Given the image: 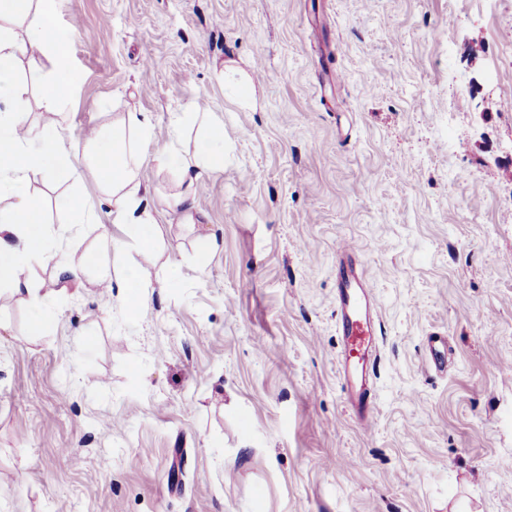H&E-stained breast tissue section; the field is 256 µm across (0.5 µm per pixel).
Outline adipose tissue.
Instances as JSON below:
<instances>
[{
    "label": "adipose tissue",
    "mask_w": 512,
    "mask_h": 512,
    "mask_svg": "<svg viewBox=\"0 0 512 512\" xmlns=\"http://www.w3.org/2000/svg\"><path fill=\"white\" fill-rule=\"evenodd\" d=\"M55 0H0V280L9 281L16 294L34 307L32 334H40L52 314L55 298L42 292L28 271L33 263H54L57 276L70 268L60 259L46 229L45 203L31 192L30 176L65 172L76 184L93 176L112 201V221L131 224L138 232L131 240L109 239L107 249L123 254L129 249H151L155 218L148 207L147 189L139 179L148 162L176 169L179 180L193 185L224 169V122L199 105L176 116L172 137L153 147L152 126L141 112L128 113L111 131L87 138L90 161L75 164L79 145L66 142L58 116L76 88L68 49V35L55 20ZM40 51L47 64L39 82L40 108L46 119L29 123L20 106L25 88L19 68L32 51ZM199 131L192 158L178 148L186 127Z\"/></svg>",
    "instance_id": "ef3b65f1"
}]
</instances>
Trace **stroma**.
<instances>
[{
	"label": "stroma",
	"instance_id": "obj_1",
	"mask_svg": "<svg viewBox=\"0 0 512 512\" xmlns=\"http://www.w3.org/2000/svg\"><path fill=\"white\" fill-rule=\"evenodd\" d=\"M55 7L68 137L141 112L160 147L196 101L228 152L191 189L202 224L171 216L173 171L142 168L137 322L85 262L133 227L94 179L31 176L73 273L34 265L56 293L38 336L0 283V512H512V0ZM228 61L261 64L255 107L225 96ZM346 239L382 327L368 435L338 377Z\"/></svg>",
	"mask_w": 512,
	"mask_h": 512
}]
</instances>
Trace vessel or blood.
Instances as JSON below:
<instances>
[{"mask_svg":"<svg viewBox=\"0 0 512 512\" xmlns=\"http://www.w3.org/2000/svg\"><path fill=\"white\" fill-rule=\"evenodd\" d=\"M358 246L347 242L338 249L336 314L343 350L338 373L346 391V406L363 427L372 424L375 393L370 372L377 356L376 303L373 284L361 273Z\"/></svg>","mask_w":512,"mask_h":512,"instance_id":"b4317fda","label":"vessel or blood"}]
</instances>
